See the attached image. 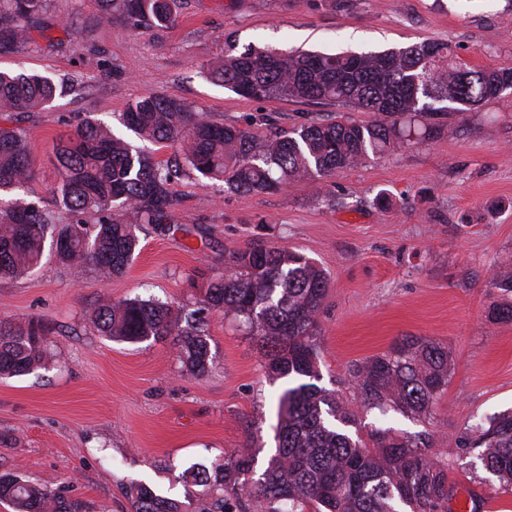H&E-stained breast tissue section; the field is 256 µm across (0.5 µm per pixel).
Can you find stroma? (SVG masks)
Masks as SVG:
<instances>
[{"label": "stroma", "instance_id": "1", "mask_svg": "<svg viewBox=\"0 0 512 512\" xmlns=\"http://www.w3.org/2000/svg\"><path fill=\"white\" fill-rule=\"evenodd\" d=\"M95 0H47V34L0 54V69L51 79L46 107L12 116L33 176L13 196L52 223L72 215L56 202L54 148L78 117L107 123L131 144L120 117L148 95L181 101L211 120L257 134L309 119L368 120L327 102L258 101L211 81L207 66L227 42L288 50L381 52L423 41L448 44L473 67L512 68V0H183L170 28L101 24ZM170 230H136L140 252L124 275L83 276L53 257L32 274L0 279V321H41L51 366L0 377V472L63 487L88 512H131L126 486L141 480L183 495L181 475L247 448L264 470L276 447L280 395L294 386L263 367L257 341L209 314L207 375L186 372L174 339L126 343L94 326L101 298H155L197 306L229 251L274 244L314 259L328 276L316 331L318 384L352 396L349 368L406 336L448 347V391L435 406L433 450L447 459L453 500L512 503L455 439L512 410V321L491 313L508 297L492 284L512 275V94L449 118L428 135L324 180L241 194L186 171L174 186ZM386 195L385 207L376 204ZM366 425L415 433L427 425L391 411Z\"/></svg>", "mask_w": 512, "mask_h": 512}]
</instances>
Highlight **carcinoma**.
Here are the masks:
<instances>
[{"label":"carcinoma","instance_id":"obj_1","mask_svg":"<svg viewBox=\"0 0 512 512\" xmlns=\"http://www.w3.org/2000/svg\"><path fill=\"white\" fill-rule=\"evenodd\" d=\"M180 0H97L99 19L119 17L136 28L172 26ZM45 0H0V52L26 38L42 19ZM210 78L255 100L327 101L361 109L371 118L310 121L262 136L235 124L214 122L183 103L151 95L122 114L140 137L175 148L183 163H160L87 120L56 147L61 180L55 199L77 216L54 224L36 204L0 197V277L36 268L45 244L59 262L104 278L124 274L139 246L136 227L170 223L173 186L189 168L239 193L281 191L298 178L313 181L352 169L405 143L401 124L421 118L436 131L455 113L512 90V68H471L448 45L421 42L374 53L324 54L238 49L210 66ZM50 80L0 71V115L11 117L51 102ZM31 178L29 145L21 129H0V194ZM94 220L87 221L83 215ZM324 270L311 258L275 245L230 253L224 273L209 282L200 306H172L141 298H103L98 331L138 343L170 336L191 374L208 373L211 355L205 313L222 312L247 326L277 378H309L285 391L280 402L276 453L254 477V458L243 450L212 471L183 476V499L163 496L149 484L127 489L132 512H448V463L432 451L425 430L397 433L374 428L349 435L359 413L394 410L426 419L448 390V347L406 336L349 369L353 399L312 383L319 347L314 336L327 290ZM47 331L31 319L15 328L0 322V375L20 376L47 365ZM358 404L361 411L351 408ZM478 452L485 470L512 487V413L465 429L455 441ZM0 502L14 512H82L60 488L0 472Z\"/></svg>","mask_w":512,"mask_h":512}]
</instances>
